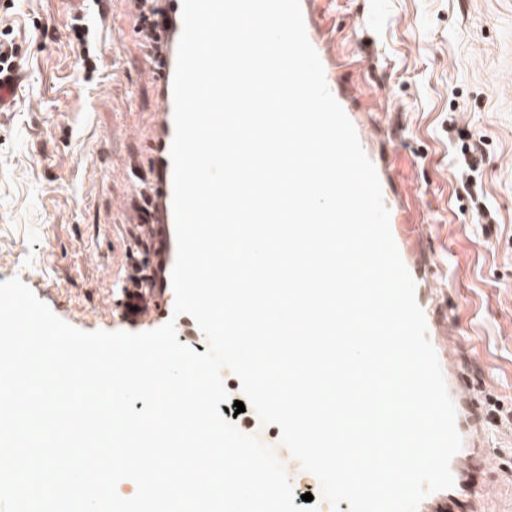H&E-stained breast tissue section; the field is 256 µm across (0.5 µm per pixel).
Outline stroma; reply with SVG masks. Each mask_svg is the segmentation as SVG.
<instances>
[{"label":"stroma","instance_id":"obj_1","mask_svg":"<svg viewBox=\"0 0 512 512\" xmlns=\"http://www.w3.org/2000/svg\"><path fill=\"white\" fill-rule=\"evenodd\" d=\"M98 70L86 77L67 0H0V42L24 79L0 112V282L20 279L83 331L144 332L123 317L116 277L176 243L144 226L161 175L162 87L138 34L137 0H102ZM340 74L360 92L423 229L434 314L487 400L512 408V0H320ZM478 143L483 192L471 199L452 160ZM51 249H43V242ZM477 483L512 494V424Z\"/></svg>","mask_w":512,"mask_h":512}]
</instances>
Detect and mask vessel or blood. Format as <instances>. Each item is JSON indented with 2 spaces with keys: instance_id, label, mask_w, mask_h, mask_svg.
I'll return each instance as SVG.
<instances>
[{
  "instance_id": "vessel-or-blood-1",
  "label": "vessel or blood",
  "mask_w": 512,
  "mask_h": 512,
  "mask_svg": "<svg viewBox=\"0 0 512 512\" xmlns=\"http://www.w3.org/2000/svg\"><path fill=\"white\" fill-rule=\"evenodd\" d=\"M166 15L169 20V43L163 54L161 65L149 66L148 71L153 78L161 81L163 93L160 104L163 139L160 144V163L162 179L153 187L152 192L160 197L165 214H172V171L173 165L170 148L174 137L172 80L176 65L177 46L182 30V0H164ZM307 36L315 48L323 65L326 82L345 113L352 121L363 148H370L375 138V129L366 119L365 113L358 107V95L352 85L340 81L336 73V64L327 40L316 19V0H300ZM382 189V200L390 212V229L399 249L401 258L410 273L415 274L417 290L427 286L425 278L418 276V265L414 250L419 246L421 237L416 231L411 211L407 207L391 169L384 158L373 157ZM137 307L136 316L146 320L159 315L160 303L153 292L139 290L132 298ZM438 360L448 363V393L456 411V426L462 438L460 451L452 458L450 468L454 476L452 488L443 493L429 494L419 505L418 512H452L458 497H466L468 512H490L491 506L487 498L471 486V472L476 461L486 459L489 451L482 448L481 442L487 439L489 432L485 424L477 416L476 410L481 403L471 389L466 372L452 357V349L440 346L436 349Z\"/></svg>"
}]
</instances>
